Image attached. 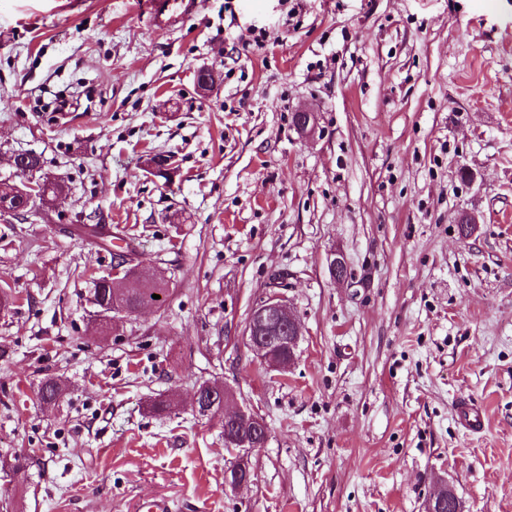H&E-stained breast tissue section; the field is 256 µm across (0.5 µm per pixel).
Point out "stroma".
I'll return each mask as SVG.
<instances>
[{"label":"stroma","instance_id":"stroma-1","mask_svg":"<svg viewBox=\"0 0 512 512\" xmlns=\"http://www.w3.org/2000/svg\"><path fill=\"white\" fill-rule=\"evenodd\" d=\"M136 2L0 0V179L34 153L65 186L0 220V458L26 462L0 503L425 512L444 481L512 512V0H198L167 31ZM117 251L170 296L102 334L91 280ZM275 270L301 327L282 372L243 340ZM203 381L268 426L237 490L221 421L190 407ZM65 394L62 382L53 376L44 377L37 387V398L46 406L56 405Z\"/></svg>","mask_w":512,"mask_h":512}]
</instances>
